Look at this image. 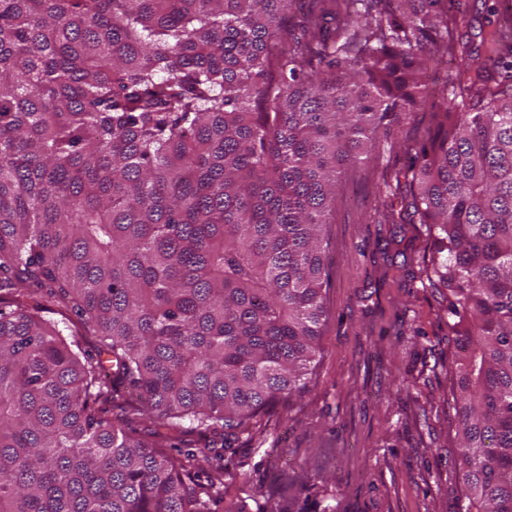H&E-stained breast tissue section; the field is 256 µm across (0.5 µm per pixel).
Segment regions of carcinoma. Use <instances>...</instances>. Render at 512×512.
<instances>
[{"label": "carcinoma", "instance_id": "cac0c4a2", "mask_svg": "<svg viewBox=\"0 0 512 512\" xmlns=\"http://www.w3.org/2000/svg\"><path fill=\"white\" fill-rule=\"evenodd\" d=\"M455 2L0 0V512H212L188 434L304 389L342 168L421 109L386 221L448 290L459 512H512V20L481 60Z\"/></svg>", "mask_w": 512, "mask_h": 512}]
</instances>
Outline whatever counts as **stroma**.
<instances>
[{"label": "stroma", "instance_id": "stroma-1", "mask_svg": "<svg viewBox=\"0 0 512 512\" xmlns=\"http://www.w3.org/2000/svg\"><path fill=\"white\" fill-rule=\"evenodd\" d=\"M499 0H459L460 33L491 30ZM403 116L375 160L341 176L329 226L321 353L302 395L198 442L223 453L224 512H457L447 292L431 287L425 225L390 224L404 147L430 126Z\"/></svg>", "mask_w": 512, "mask_h": 512}]
</instances>
